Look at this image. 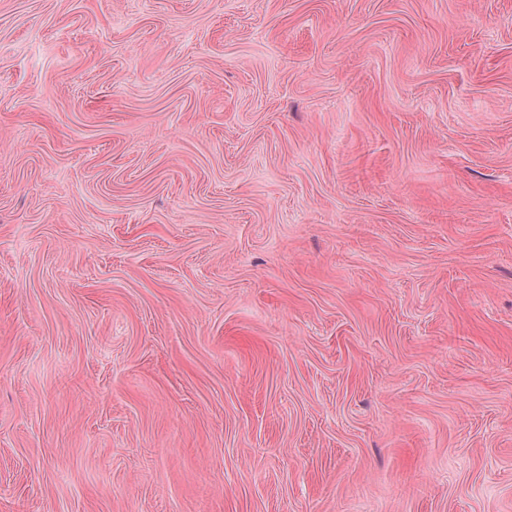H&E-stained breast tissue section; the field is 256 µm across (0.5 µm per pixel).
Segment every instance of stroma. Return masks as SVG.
I'll use <instances>...</instances> for the list:
<instances>
[{"mask_svg":"<svg viewBox=\"0 0 512 512\" xmlns=\"http://www.w3.org/2000/svg\"><path fill=\"white\" fill-rule=\"evenodd\" d=\"M0 512H512V0H0Z\"/></svg>","mask_w":512,"mask_h":512,"instance_id":"1","label":"stroma"}]
</instances>
